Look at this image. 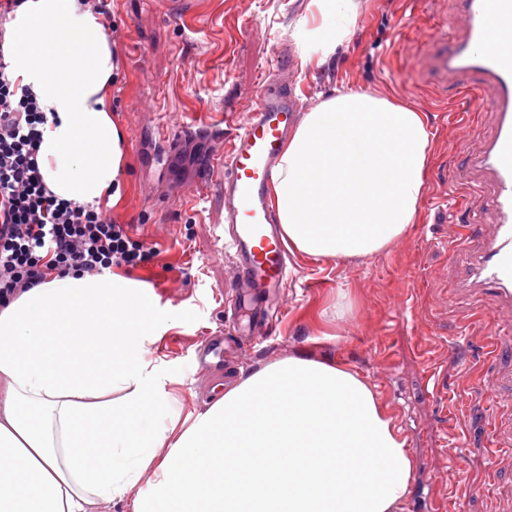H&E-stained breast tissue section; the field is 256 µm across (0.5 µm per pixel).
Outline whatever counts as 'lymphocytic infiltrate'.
<instances>
[{
	"instance_id": "lymphocytic-infiltrate-1",
	"label": "lymphocytic infiltrate",
	"mask_w": 512,
	"mask_h": 512,
	"mask_svg": "<svg viewBox=\"0 0 512 512\" xmlns=\"http://www.w3.org/2000/svg\"><path fill=\"white\" fill-rule=\"evenodd\" d=\"M46 122L36 95L10 78L0 53V304L53 274H100L160 254L109 210L47 190L37 163Z\"/></svg>"
}]
</instances>
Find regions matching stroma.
<instances>
[{
  "instance_id": "1",
  "label": "stroma",
  "mask_w": 512,
  "mask_h": 512,
  "mask_svg": "<svg viewBox=\"0 0 512 512\" xmlns=\"http://www.w3.org/2000/svg\"><path fill=\"white\" fill-rule=\"evenodd\" d=\"M356 37L326 70L301 67L302 105L323 87L370 90L421 112L433 134L419 217L388 250L336 261L295 256L278 295V321L236 327V278L224 245V186L203 170L221 149L211 135L173 140L178 122L220 124L254 100L278 33L292 30L308 0H112L121 74L110 93L125 137L123 199L111 214L161 251L157 262L118 273L141 282L161 318L148 343L169 410L193 419L240 373L299 355L341 362L365 378L394 413L413 451L402 512H512V357H494L491 327L512 325L496 291L459 289L482 249L489 216L439 204L446 184L467 191V157L483 128H465L464 93L440 101L413 82L412 42L432 21L427 0H356ZM350 308L337 315L338 296ZM224 339V366L196 354Z\"/></svg>"
}]
</instances>
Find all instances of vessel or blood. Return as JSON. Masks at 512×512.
<instances>
[{
  "label": "vessel or blood",
  "mask_w": 512,
  "mask_h": 512,
  "mask_svg": "<svg viewBox=\"0 0 512 512\" xmlns=\"http://www.w3.org/2000/svg\"><path fill=\"white\" fill-rule=\"evenodd\" d=\"M445 3L452 6L449 21L423 36L416 60L422 80L438 97L449 86L460 87L474 117L494 115L471 160L477 178L467 197L471 210L492 212L494 231L470 262L464 284L494 286L512 302V45L496 35L512 28V0H431L436 8ZM294 68V54L274 53L254 102L231 120L226 149L208 167L224 182V222L239 278L259 290L280 285L287 270L268 190L285 137L299 119V99L284 79Z\"/></svg>",
  "instance_id": "1"
}]
</instances>
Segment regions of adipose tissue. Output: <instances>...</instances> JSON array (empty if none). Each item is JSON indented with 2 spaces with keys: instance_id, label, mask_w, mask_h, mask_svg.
<instances>
[{
  "instance_id": "adipose-tissue-1",
  "label": "adipose tissue",
  "mask_w": 512,
  "mask_h": 512,
  "mask_svg": "<svg viewBox=\"0 0 512 512\" xmlns=\"http://www.w3.org/2000/svg\"><path fill=\"white\" fill-rule=\"evenodd\" d=\"M355 0H309L293 37L324 65L355 36ZM8 73L48 121L37 162L58 198L111 208L124 136L107 93L120 68L85 0H22ZM432 152L419 112L365 90L320 94L271 185L292 253L349 260L418 218ZM159 319L140 282L50 276L0 306V512H399L412 450L347 365L289 356L228 388L187 425L144 358ZM147 487L139 481L145 472Z\"/></svg>"
}]
</instances>
